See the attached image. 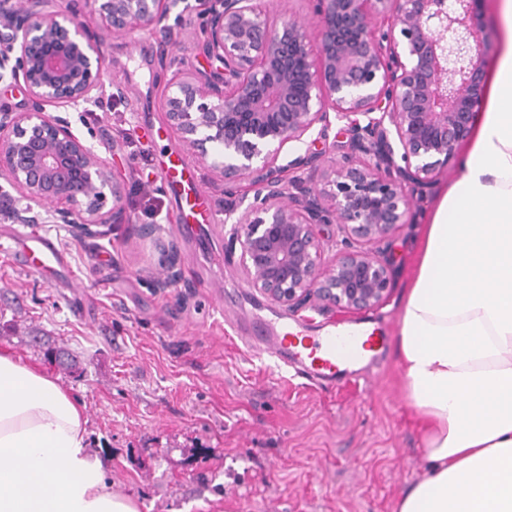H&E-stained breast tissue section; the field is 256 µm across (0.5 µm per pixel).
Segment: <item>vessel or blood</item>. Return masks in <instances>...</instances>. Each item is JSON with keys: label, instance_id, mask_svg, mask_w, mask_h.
<instances>
[{"label": "vessel or blood", "instance_id": "obj_1", "mask_svg": "<svg viewBox=\"0 0 512 512\" xmlns=\"http://www.w3.org/2000/svg\"><path fill=\"white\" fill-rule=\"evenodd\" d=\"M192 166L184 156L171 153L163 168L162 180L167 190L181 201L179 225L208 224L214 219L205 196L196 188ZM15 246L7 255L39 275H65L69 266L64 252L53 239L36 231L17 232ZM385 341L375 328L362 326L350 336L326 330L314 336L295 331L292 323L280 322L264 342L270 355L295 367L299 377L322 388L350 385L363 376Z\"/></svg>", "mask_w": 512, "mask_h": 512}]
</instances>
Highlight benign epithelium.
I'll use <instances>...</instances> for the list:
<instances>
[{"mask_svg":"<svg viewBox=\"0 0 512 512\" xmlns=\"http://www.w3.org/2000/svg\"><path fill=\"white\" fill-rule=\"evenodd\" d=\"M56 0H0V79L28 98L0 108V177L26 202L18 224H126L124 183L101 147L76 135L64 111L102 91L105 36L133 28L177 36L171 13L186 0H89L95 31ZM202 50L218 71L177 69L164 114L195 158L230 192L244 181L231 246L249 285L298 310H366L392 283L389 264L367 249L411 215L410 190L428 187L465 141L483 99L489 27L482 0H314L318 54L288 10L260 0H202ZM344 123L336 155L290 143L326 141ZM311 185L287 189L283 173ZM336 225L345 248L326 263L321 227ZM167 288L180 277L174 251L158 243Z\"/></svg>","mask_w":512,"mask_h":512,"instance_id":"7a95c632","label":"benign epithelium"}]
</instances>
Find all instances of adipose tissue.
Masks as SVG:
<instances>
[{"instance_id": "ef3b65f1", "label": "adipose tissue", "mask_w": 512, "mask_h": 512, "mask_svg": "<svg viewBox=\"0 0 512 512\" xmlns=\"http://www.w3.org/2000/svg\"><path fill=\"white\" fill-rule=\"evenodd\" d=\"M487 108L424 227L394 354L422 442L396 512H512V0ZM85 406L0 351V512H139L88 447Z\"/></svg>"}]
</instances>
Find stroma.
<instances>
[{
	"instance_id": "1",
	"label": "stroma",
	"mask_w": 512,
	"mask_h": 512,
	"mask_svg": "<svg viewBox=\"0 0 512 512\" xmlns=\"http://www.w3.org/2000/svg\"><path fill=\"white\" fill-rule=\"evenodd\" d=\"M203 21L198 10L183 17L173 55L209 71L217 64L196 39ZM158 54L146 31L108 39L104 81L128 86L129 97L114 102L105 90L99 103L66 114L81 137L109 146L130 216L91 234L37 225L65 252L76 287L11 262L4 248L18 226L0 216V349L84 402L90 448L113 491L135 498L140 512H394L423 460L393 350L368 383L323 391L275 368L244 339L243 324L285 318L315 331L372 322L396 337L423 226L459 160L414 197L411 223L376 244L393 272L378 306L271 305L242 275L231 225L177 226L157 161L185 146L167 127L163 91L174 70ZM154 236L176 253L180 278L167 288L156 285ZM49 347L74 358V372L51 362Z\"/></svg>"
}]
</instances>
